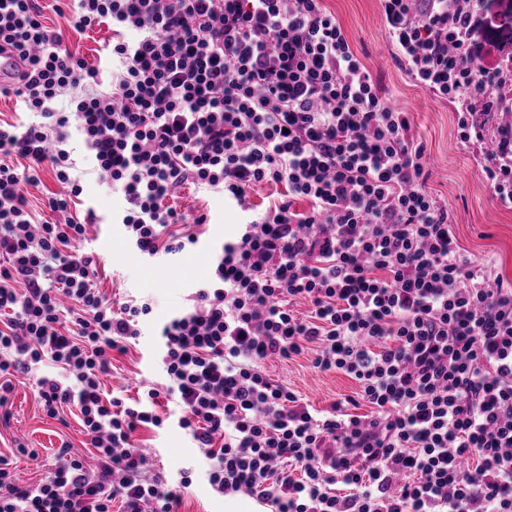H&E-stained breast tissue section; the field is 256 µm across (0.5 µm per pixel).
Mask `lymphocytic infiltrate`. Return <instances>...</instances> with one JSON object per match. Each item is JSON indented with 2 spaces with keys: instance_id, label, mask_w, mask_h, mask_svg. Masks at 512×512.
I'll list each match as a JSON object with an SVG mask.
<instances>
[{
  "instance_id": "lymphocytic-infiltrate-1",
  "label": "lymphocytic infiltrate",
  "mask_w": 512,
  "mask_h": 512,
  "mask_svg": "<svg viewBox=\"0 0 512 512\" xmlns=\"http://www.w3.org/2000/svg\"><path fill=\"white\" fill-rule=\"evenodd\" d=\"M448 0H380L396 60L455 107L465 148L496 204L512 210V86L466 40L482 13ZM75 31L107 25L98 65L44 24L37 0H0V48L24 70L6 87L27 118L0 123V406L32 377L44 413L75 406L94 463H63L19 485L0 455V512H178L189 476L152 473L133 440L162 427L161 399L209 465L217 493L275 512H512V280L466 254L426 189L425 148L392 108L323 0H65ZM136 39H127V31ZM91 176L121 197L116 217L145 260L199 236L171 200L223 193L243 231L217 251L189 308L161 322L164 388L126 400L102 378L141 336L149 304L115 303L74 216ZM61 186L37 218L28 189ZM286 192L263 211L248 192ZM303 200L300 211L295 201ZM310 312L300 315L295 301ZM313 351L358 384L317 408L266 360ZM368 413H359L360 404Z\"/></svg>"
}]
</instances>
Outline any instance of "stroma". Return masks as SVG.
Segmentation results:
<instances>
[{"mask_svg": "<svg viewBox=\"0 0 512 512\" xmlns=\"http://www.w3.org/2000/svg\"><path fill=\"white\" fill-rule=\"evenodd\" d=\"M39 5L45 25L64 29L69 49L89 64H97L99 49L112 38L111 29L101 25L79 33L70 29L56 0H39ZM324 5L336 17L353 51L379 80L389 104L408 114L426 150V189L447 204L460 245L475 258L492 261L496 272L512 280V211L493 201L492 188L481 173L482 154L459 143L453 105L417 85L394 61L379 0H325ZM82 200L97 214V224L84 246L99 259V288L113 298L133 297L153 308L141 326L138 344L115 357L112 374L103 381L106 392L132 398L139 382L161 378L157 324L188 307L195 286L209 271L211 249L237 237L241 211L226 203L220 193L193 186L182 189L174 200L177 209L190 217L209 212L212 222L199 227V248L173 261L149 264L124 246L119 227L112 222L113 211L121 205L118 196L87 178ZM312 360V352L307 351L286 361H271L268 369L318 408L354 394L357 385L353 380L336 371H319ZM65 417L62 423L47 417L28 377H13L8 402L0 407V454L10 458L17 483L39 482L59 463L62 443L93 457L95 450L87 442L78 411H68ZM135 438L148 449L157 471L171 480H178L181 470L192 468V483L183 493L181 512H227L232 507V500L215 492L205 474L197 470L201 453L176 423L154 432L139 431Z\"/></svg>", "mask_w": 512, "mask_h": 512, "instance_id": "35a3bbf8", "label": "stroma"}]
</instances>
